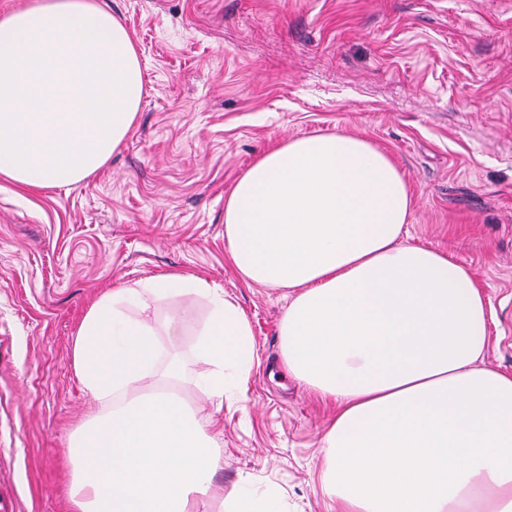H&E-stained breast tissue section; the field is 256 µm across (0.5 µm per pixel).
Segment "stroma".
Here are the masks:
<instances>
[{"label":"stroma","mask_w":512,"mask_h":512,"mask_svg":"<svg viewBox=\"0 0 512 512\" xmlns=\"http://www.w3.org/2000/svg\"><path fill=\"white\" fill-rule=\"evenodd\" d=\"M105 2L145 79L125 143L68 188L0 180V497L72 512L69 439L99 411L73 367L80 322L105 289L183 273L242 309L259 356L245 400L224 403L217 481L326 512L331 410L282 365L283 290L232 273L224 200L275 144L366 137L407 179L408 243L471 270L484 362L512 376V0Z\"/></svg>","instance_id":"1"}]
</instances>
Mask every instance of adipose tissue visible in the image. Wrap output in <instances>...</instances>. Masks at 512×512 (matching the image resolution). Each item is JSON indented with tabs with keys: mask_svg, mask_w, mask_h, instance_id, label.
Returning a JSON list of instances; mask_svg holds the SVG:
<instances>
[{
	"mask_svg": "<svg viewBox=\"0 0 512 512\" xmlns=\"http://www.w3.org/2000/svg\"><path fill=\"white\" fill-rule=\"evenodd\" d=\"M145 94L138 46L102 0H29L0 15V178L77 184L105 166ZM412 200L392 158L345 132L277 144L224 203L232 270L288 291L289 373L333 409L321 441L329 512H512V376L482 367L488 308L471 271L407 243ZM209 306L185 368L163 339ZM178 309L158 325V308ZM240 308L200 277L105 291L75 373L101 410L70 440L75 512H282L277 487L225 491L217 416L257 362Z\"/></svg>",
	"mask_w": 512,
	"mask_h": 512,
	"instance_id": "ef3b65f1",
	"label": "adipose tissue"
}]
</instances>
